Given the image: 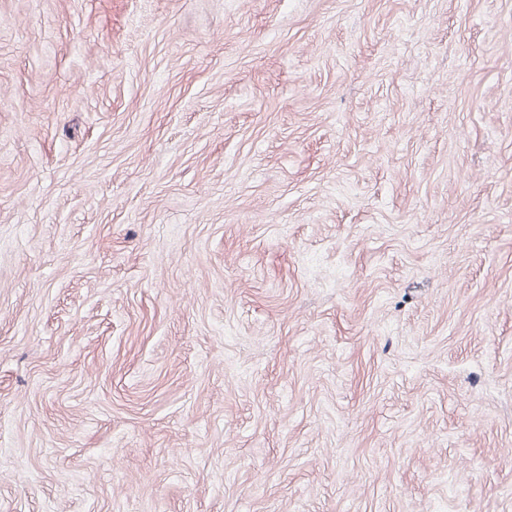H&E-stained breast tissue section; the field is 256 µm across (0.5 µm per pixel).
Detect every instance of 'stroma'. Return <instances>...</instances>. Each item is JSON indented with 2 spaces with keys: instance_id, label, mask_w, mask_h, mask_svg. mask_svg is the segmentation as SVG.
Returning a JSON list of instances; mask_svg holds the SVG:
<instances>
[{
  "instance_id": "1",
  "label": "stroma",
  "mask_w": 512,
  "mask_h": 512,
  "mask_svg": "<svg viewBox=\"0 0 512 512\" xmlns=\"http://www.w3.org/2000/svg\"><path fill=\"white\" fill-rule=\"evenodd\" d=\"M0 512H512V0H0Z\"/></svg>"
}]
</instances>
